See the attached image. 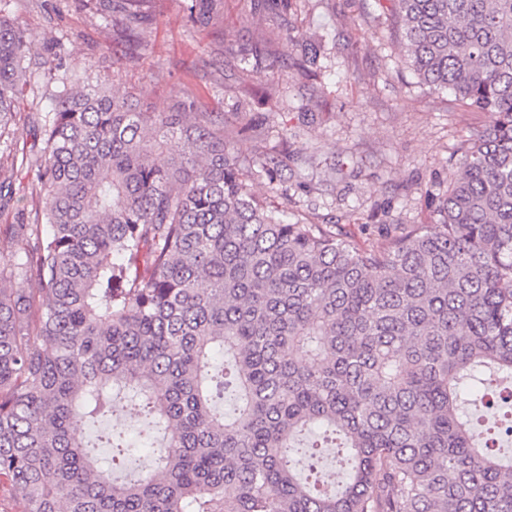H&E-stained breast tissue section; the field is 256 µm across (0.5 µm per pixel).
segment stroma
Listing matches in <instances>:
<instances>
[{
  "label": "stroma",
  "mask_w": 512,
  "mask_h": 512,
  "mask_svg": "<svg viewBox=\"0 0 512 512\" xmlns=\"http://www.w3.org/2000/svg\"><path fill=\"white\" fill-rule=\"evenodd\" d=\"M190 5L151 0L142 47L108 35L100 16L73 0H11L8 13L36 35L32 63L111 75L115 90L145 104L181 90L209 111L246 113L255 131L241 141L245 153H288L283 192L269 193L257 173L254 193L304 221L339 224L360 244L378 242L385 224L434 223L427 198L447 190L487 117L449 107L447 93L418 82L378 0H302L286 22L320 53L310 77L266 0H220L205 25L192 22ZM255 42L274 79L243 61L241 48Z\"/></svg>",
  "instance_id": "obj_1"
}]
</instances>
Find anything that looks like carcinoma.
<instances>
[{"label":"carcinoma","instance_id":"cac0c4a2","mask_svg":"<svg viewBox=\"0 0 512 512\" xmlns=\"http://www.w3.org/2000/svg\"><path fill=\"white\" fill-rule=\"evenodd\" d=\"M387 2L420 82L488 122L435 223L367 247L256 196L283 160L185 93L145 108L46 64L34 148L13 116L36 34L0 9V192L25 168L39 201L0 234V493L25 512H512V466L464 411L486 374L512 380V0ZM100 14L140 45L150 0ZM122 399L162 434L125 482L96 460L139 467L123 432L71 430Z\"/></svg>","mask_w":512,"mask_h":512}]
</instances>
